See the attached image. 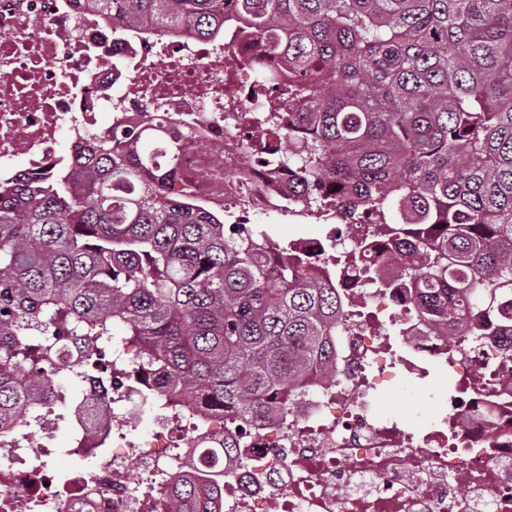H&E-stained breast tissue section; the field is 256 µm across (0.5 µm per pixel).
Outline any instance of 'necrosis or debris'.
Here are the masks:
<instances>
[{
    "instance_id": "4bbe7bcc",
    "label": "necrosis or debris",
    "mask_w": 512,
    "mask_h": 512,
    "mask_svg": "<svg viewBox=\"0 0 512 512\" xmlns=\"http://www.w3.org/2000/svg\"><path fill=\"white\" fill-rule=\"evenodd\" d=\"M287 79V64L241 35L233 54L224 42L200 47L196 37L155 30L113 31L112 19L89 0H0V173L27 174L58 164L67 135L70 156L113 127L161 123L195 129L181 158L195 172L196 195L239 217L274 210L296 198L297 178L265 164L244 165L237 153L264 98L244 86L255 68ZM222 160L236 178L218 184L199 177L207 161ZM354 303L370 302L376 318H358L336 344L335 380L303 387L288 426L257 432V454L214 469L224 480V512H512V362L502 363L503 336L447 358L456 393L446 414L415 436L374 408V392L389 369L425 376L442 358L445 337L406 315L402 294L381 293L349 273ZM399 327V347L383 349L378 332ZM133 379L120 376L111 394L84 387L69 419L46 416L37 441L0 447V512H164L157 490L197 476L196 445L217 426L196 414L158 415L147 440L125 433L139 410ZM111 399L112 410L96 407ZM71 452L86 461L77 485L64 489L36 473L58 427ZM138 479L129 482V469Z\"/></svg>"
}]
</instances>
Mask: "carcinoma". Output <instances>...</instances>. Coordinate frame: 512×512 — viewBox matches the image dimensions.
<instances>
[{
  "instance_id": "1",
  "label": "carcinoma",
  "mask_w": 512,
  "mask_h": 512,
  "mask_svg": "<svg viewBox=\"0 0 512 512\" xmlns=\"http://www.w3.org/2000/svg\"><path fill=\"white\" fill-rule=\"evenodd\" d=\"M112 23L203 38L241 27L292 77L241 138L299 170L321 217L370 221L404 258L395 280L433 335L474 343L512 324V0H93ZM161 130L117 128L48 174L0 182V440L66 403L59 376L112 385L99 347L136 344L138 394L175 398L245 459L256 426L288 419L304 380L336 377L348 307L299 243L274 245L197 199ZM394 209L399 222L391 224ZM276 264L278 275H267ZM59 336L70 337L64 347ZM183 481L166 512H221Z\"/></svg>"
}]
</instances>
